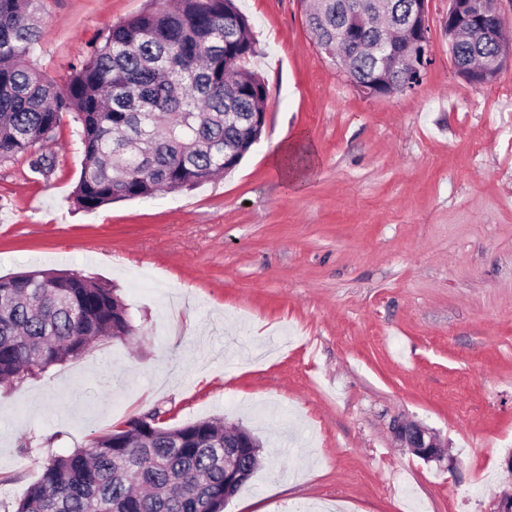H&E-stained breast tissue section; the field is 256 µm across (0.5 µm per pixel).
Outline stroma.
<instances>
[{
	"label": "stroma",
	"mask_w": 512,
	"mask_h": 512,
	"mask_svg": "<svg viewBox=\"0 0 512 512\" xmlns=\"http://www.w3.org/2000/svg\"><path fill=\"white\" fill-rule=\"evenodd\" d=\"M148 0H41L31 63L57 85L107 24ZM267 85L260 140L223 177L94 211L72 191V114L0 161V276L72 270L117 284L135 333L20 387L0 386V502L46 452L160 410L224 419L263 463L224 512H494L512 488V64L459 76L448 0H429L432 62L402 94H359L314 44L299 0H237ZM317 155L292 189L273 156ZM55 160L46 176L38 155ZM421 423L440 461L399 447ZM393 432L400 447L408 448L425 461L440 460L448 455V446L438 434L421 423L399 422L394 425Z\"/></svg>",
	"instance_id": "stroma-1"
}]
</instances>
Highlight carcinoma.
I'll return each mask as SVG.
<instances>
[{
  "instance_id": "1",
  "label": "carcinoma",
  "mask_w": 512,
  "mask_h": 512,
  "mask_svg": "<svg viewBox=\"0 0 512 512\" xmlns=\"http://www.w3.org/2000/svg\"><path fill=\"white\" fill-rule=\"evenodd\" d=\"M38 0H0V161L54 138L73 114L85 162L75 206L147 200L235 169L260 139L266 83L249 67L258 54L252 24L235 0H161L106 26L89 60L64 87L28 63L43 35ZM370 0H300L316 44L353 37L347 80L367 96L403 92L391 84L376 19L351 9ZM458 65L496 54L478 32L448 44ZM134 328L120 289L77 272L32 270L0 277V381L18 384L83 355L94 340H124ZM160 412L133 417L85 448L49 455L39 480L4 512H223L224 426L201 420L159 425ZM243 448L247 474L261 443Z\"/></svg>"
}]
</instances>
